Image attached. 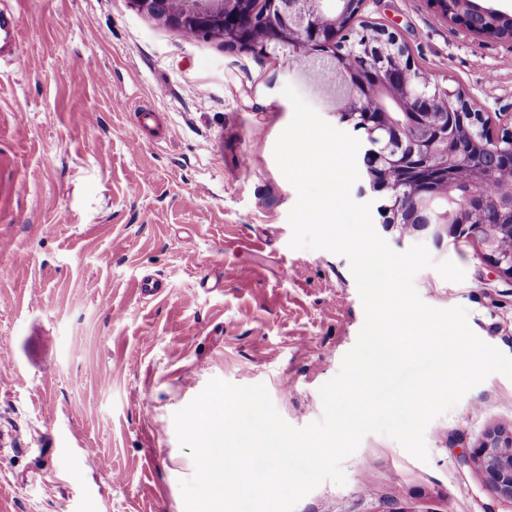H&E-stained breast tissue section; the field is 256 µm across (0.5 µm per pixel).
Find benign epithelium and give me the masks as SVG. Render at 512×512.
Instances as JSON below:
<instances>
[{"label":"benign epithelium","instance_id":"benign-epithelium-1","mask_svg":"<svg viewBox=\"0 0 512 512\" xmlns=\"http://www.w3.org/2000/svg\"><path fill=\"white\" fill-rule=\"evenodd\" d=\"M151 16L184 34L218 36L231 47H240L258 54L280 52L284 55L305 53L310 57H336L340 27L353 25L357 14L350 5L357 0H134ZM496 13L475 0L459 12L457 25L469 34L480 30L483 20ZM373 38L365 40L368 52L380 62L370 65L368 57L356 67L339 65V78L350 89V97L336 107L341 123L359 121L369 131L382 137L372 141L380 170L395 169L401 179L417 181L418 192L414 220L420 214L426 223L437 225L441 235L448 223V212L433 207L438 186L449 191L459 185L470 188L459 202L457 219L481 214L487 200L477 190L481 184L502 181L504 200L496 203L499 211L512 215V181L501 175L512 173V150L489 168L474 167L464 159L468 153L457 140L456 130L476 123L475 113L467 98L455 112H433L427 97L417 91L404 90L408 105L392 97L404 73L415 70L409 51L399 38L384 27H374ZM364 91L372 95L373 105L365 112L349 111ZM480 246L491 265L502 275L512 278V224L482 226ZM463 464L477 467L500 497L512 502V441L492 432L470 454Z\"/></svg>","mask_w":512,"mask_h":512}]
</instances>
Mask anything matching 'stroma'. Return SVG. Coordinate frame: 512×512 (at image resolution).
I'll return each instance as SVG.
<instances>
[{
  "mask_svg": "<svg viewBox=\"0 0 512 512\" xmlns=\"http://www.w3.org/2000/svg\"><path fill=\"white\" fill-rule=\"evenodd\" d=\"M0 7L21 20L16 54H0V512H185L194 463L174 413L220 378L265 384L294 427L320 420L319 388L364 323L348 260L290 247L297 193L273 154L285 85L325 121L334 104L285 57L187 37L132 0ZM359 18L484 116L512 113V41L464 35L426 0H364ZM367 183L351 196L391 249L421 243L465 271H420L422 301L465 309L512 356V278L464 225L438 239L387 223ZM146 274L162 296L139 295ZM495 429L512 432L497 373L429 424L427 461L367 434L345 484L295 512H512L461 463Z\"/></svg>",
  "mask_w": 512,
  "mask_h": 512,
  "instance_id": "35a3bbf8",
  "label": "stroma"
}]
</instances>
